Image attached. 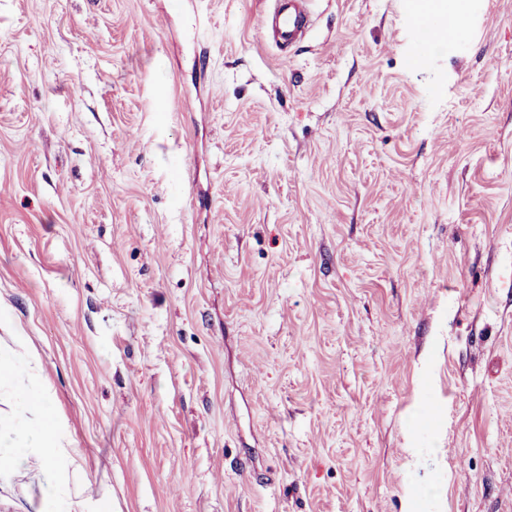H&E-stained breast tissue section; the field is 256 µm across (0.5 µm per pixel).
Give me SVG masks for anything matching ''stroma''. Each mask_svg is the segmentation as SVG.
I'll return each mask as SVG.
<instances>
[{"instance_id": "stroma-1", "label": "stroma", "mask_w": 512, "mask_h": 512, "mask_svg": "<svg viewBox=\"0 0 512 512\" xmlns=\"http://www.w3.org/2000/svg\"><path fill=\"white\" fill-rule=\"evenodd\" d=\"M0 0V512H512V0ZM311 0H275L264 20L276 45L293 47L300 43L312 25ZM466 0H448V17L442 23H436L432 20L423 25L422 37L424 43L429 48H434L446 44V27L448 38H450L462 25L467 16ZM23 371L22 365L16 360L4 358L0 355V384H8L19 401L24 403L30 411L38 412L45 401L27 385L19 384V376Z\"/></svg>"}]
</instances>
